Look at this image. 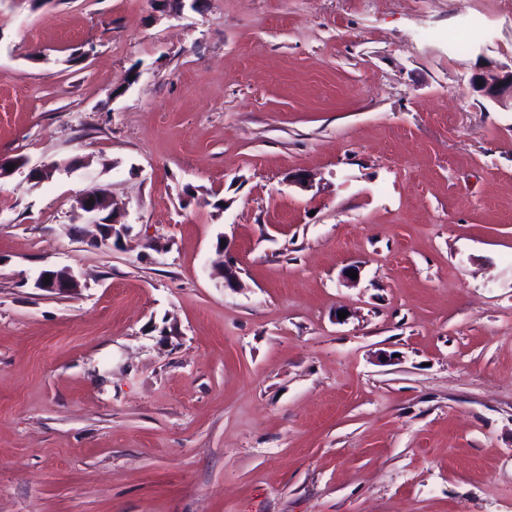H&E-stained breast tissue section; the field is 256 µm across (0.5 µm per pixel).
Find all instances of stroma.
I'll return each instance as SVG.
<instances>
[{"label": "stroma", "instance_id": "35a3bbf8", "mask_svg": "<svg viewBox=\"0 0 512 512\" xmlns=\"http://www.w3.org/2000/svg\"><path fill=\"white\" fill-rule=\"evenodd\" d=\"M488 62L512 0H0V155L76 164L0 180V512H512ZM89 200L92 205L88 206ZM75 208L81 210L88 219V224H95L100 233V242H105L113 236H121L127 229V224L121 222L122 213L115 209L103 214L111 206L109 191L102 187H93L80 194L75 200ZM45 278L50 279V282H46ZM35 286L48 292L68 293L79 288V281L70 268H48L39 273Z\"/></svg>", "mask_w": 512, "mask_h": 512}]
</instances>
